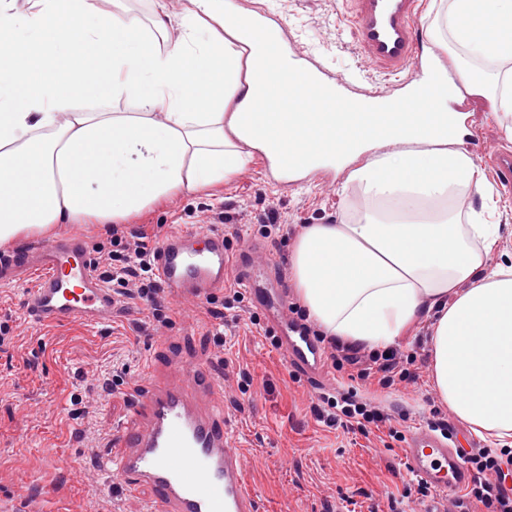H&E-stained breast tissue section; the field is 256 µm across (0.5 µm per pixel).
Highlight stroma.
<instances>
[{"label": "stroma", "mask_w": 512, "mask_h": 512, "mask_svg": "<svg viewBox=\"0 0 512 512\" xmlns=\"http://www.w3.org/2000/svg\"><path fill=\"white\" fill-rule=\"evenodd\" d=\"M239 11L278 15L287 38L302 39L333 69L360 66V51L346 22L347 0H234ZM359 85L371 90L383 78L373 66H360ZM467 133L488 144L512 148V108L491 109L488 101L471 96ZM356 184L337 189L318 182L289 187L263 173L260 153L248 158L241 172L223 184L178 194L124 223L156 246L182 227L222 228L230 251L249 241L265 248L276 261L286 286H293L290 256L308 224H335L357 201ZM495 209L490 221L497 240L490 252L492 266L512 265V198L493 188ZM286 224L288 235L266 232V225ZM27 283L0 286V322L13 329L0 345V495L35 498L55 492L69 512H100L104 501L120 502L135 512L147 493L130 497L105 480H90L92 448L89 427L109 430L127 420L126 386L144 375L161 352L186 361L205 363L224 382V405L233 418V442L246 458L248 484L259 494L263 512H421L417 482L404 464V444L387 431L327 426L315 408L318 394L289 370L272 344L264 322L221 321L210 316L209 301H170L169 321L159 324L150 302L120 289L123 308L112 324L65 325L35 329L21 299ZM433 319L421 316L396 349L416 358V383L393 390L376 380L352 379V366H327L328 393L357 391L405 415L407 429L445 421L454 427L462 447L490 448L494 442L475 435L440 401L429 380ZM127 370L113 377V362ZM94 406L87 416L86 406ZM27 470L15 467L17 456Z\"/></svg>", "instance_id": "stroma-1"}]
</instances>
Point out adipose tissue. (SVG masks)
<instances>
[{
    "instance_id": "obj_1",
    "label": "adipose tissue",
    "mask_w": 512,
    "mask_h": 512,
    "mask_svg": "<svg viewBox=\"0 0 512 512\" xmlns=\"http://www.w3.org/2000/svg\"><path fill=\"white\" fill-rule=\"evenodd\" d=\"M154 26L112 0H0V244L56 224L126 221L171 196L223 182L243 148L294 158L293 118L321 149L349 140L427 142L371 155L351 171L367 207L337 224L306 225L291 254L298 297L324 335L387 347L420 315L434 317L430 380L479 436L512 440V267L487 270L496 241L474 214L449 210L453 191L490 198L458 146L460 128L429 100L378 125L361 112L277 111L294 82L244 68L255 38L224 31L223 0H189L176 27L152 0ZM465 51L456 65L471 94L512 106V0H451ZM268 56L278 46L261 42ZM136 103L114 112L113 102Z\"/></svg>"
}]
</instances>
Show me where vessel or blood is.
I'll return each instance as SVG.
<instances>
[{
	"instance_id": "obj_1",
	"label": "vessel or blood",
	"mask_w": 512,
	"mask_h": 512,
	"mask_svg": "<svg viewBox=\"0 0 512 512\" xmlns=\"http://www.w3.org/2000/svg\"><path fill=\"white\" fill-rule=\"evenodd\" d=\"M347 22L355 31L367 61L387 79L373 98L401 88V111H415L423 90L441 94L458 83L446 53L435 41L420 36L419 0H350ZM433 68H424V60ZM424 68L422 80L408 83L402 72ZM284 73L306 75L314 97H298L296 111L317 112L322 102L359 106L352 73H335L310 49L296 47L285 60ZM356 143L341 152L304 151L294 160H276L279 178L297 183L309 170L334 173ZM478 155L498 174L501 185L512 187V151L480 143ZM259 243L237 253L227 248L223 230L183 228L167 235L156 249V272L167 296L205 299L222 293L228 268H235L253 306L263 316L291 372L307 388L324 384L326 352L305 323L291 317L288 292L274 265L258 262ZM36 280L23 299V309L39 327L72 323H108L119 311L116 294L96 268L87 234L36 238L23 249L0 256V284L11 283L18 272ZM129 419L114 425L104 441L99 463L116 475L130 493L149 490L143 512H260L259 501L245 477V457L233 445L230 419L224 408V384L199 363L169 362L163 376L144 375L128 391ZM404 455L410 472L437 494L465 488L475 475L461 462L457 447L446 434L429 427L410 431Z\"/></svg>"
}]
</instances>
